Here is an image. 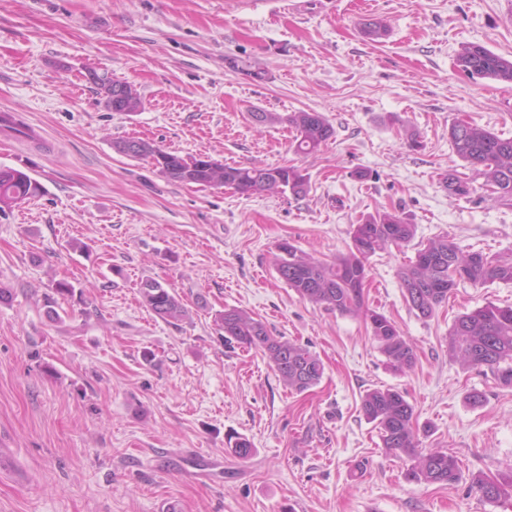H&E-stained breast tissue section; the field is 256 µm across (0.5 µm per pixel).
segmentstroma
Listing matches in <instances>:
<instances>
[{
  "mask_svg": "<svg viewBox=\"0 0 512 512\" xmlns=\"http://www.w3.org/2000/svg\"><path fill=\"white\" fill-rule=\"evenodd\" d=\"M371 18L385 39L362 35ZM466 42L511 59L512 0H0V108L43 132L0 134V167L44 188L0 211L12 291L0 304V512H512V491L488 502L471 488L512 474V387L448 352L457 316L512 305V284H460L424 318L397 276L444 234L512 259V205L448 140L456 121L512 138V83L461 73ZM90 69L133 84L143 109L108 111ZM302 110L335 129L312 155L294 152L288 126L251 117ZM131 137L294 166L307 187L174 182L114 150ZM451 171L469 196L448 192ZM383 210L416 227L367 262V308L416 353L403 373L363 318L302 299L276 270L284 242L335 262ZM148 278L175 289L185 319L145 307ZM60 281L75 293L54 320L46 297ZM232 308L318 356L320 383L289 390L263 351L226 344L214 317ZM385 387L414 406L421 450L457 459L455 488L407 480V456L383 448L361 401ZM239 437L251 457L230 453ZM215 459L213 481L202 470Z\"/></svg>",
  "mask_w": 512,
  "mask_h": 512,
  "instance_id": "1",
  "label": "stroma"
}]
</instances>
